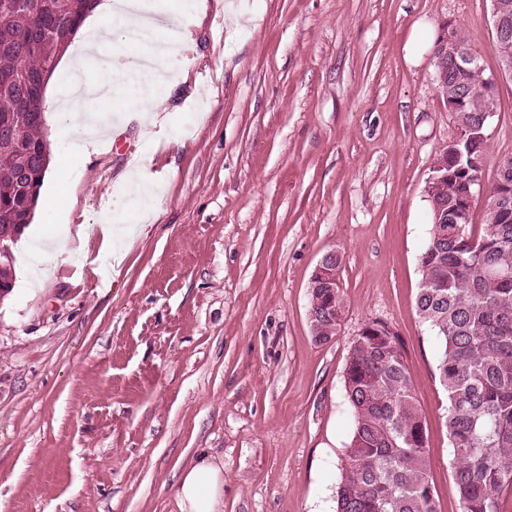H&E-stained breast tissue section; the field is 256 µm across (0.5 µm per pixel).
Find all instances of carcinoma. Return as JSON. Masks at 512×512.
Returning a JSON list of instances; mask_svg holds the SVG:
<instances>
[{
    "instance_id": "cac0c4a2",
    "label": "carcinoma",
    "mask_w": 512,
    "mask_h": 512,
    "mask_svg": "<svg viewBox=\"0 0 512 512\" xmlns=\"http://www.w3.org/2000/svg\"><path fill=\"white\" fill-rule=\"evenodd\" d=\"M37 15L0 13V75L36 74L55 57L68 31L80 26L86 0H38ZM47 32L40 53L26 52L18 35ZM435 53L443 92L467 80ZM21 104L23 147L0 139V242L29 226L20 192L25 174H38L43 140L42 101L0 81V104ZM496 97H477L455 113L459 141L437 155L427 198L430 220L419 255L417 313L439 343L435 379L448 396L446 428L451 478L460 512H502L512 495V204L503 208L498 183L512 184V157L497 171L481 232L460 198L479 180L469 137L486 135L484 111ZM323 341L336 335L343 300L339 285L310 293ZM352 429L334 494V512H440L429 476L427 426L398 333L381 319L351 344L344 376Z\"/></svg>"
}]
</instances>
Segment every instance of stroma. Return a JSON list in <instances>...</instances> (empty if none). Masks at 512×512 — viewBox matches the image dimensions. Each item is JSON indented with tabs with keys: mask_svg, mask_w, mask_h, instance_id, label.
<instances>
[{
	"mask_svg": "<svg viewBox=\"0 0 512 512\" xmlns=\"http://www.w3.org/2000/svg\"><path fill=\"white\" fill-rule=\"evenodd\" d=\"M224 3L196 12L155 126L125 118L85 154L62 118L45 123L68 179H45L52 210L11 246L0 512H179L175 475L205 455L224 461V512H332L347 357L374 319L406 350L441 512H460L418 258L455 132L435 66L449 26L499 77L482 189L512 156L491 2L238 0L237 28ZM79 224L85 262L54 248ZM331 250L344 316L318 343L309 283Z\"/></svg>",
	"mask_w": 512,
	"mask_h": 512,
	"instance_id": "1",
	"label": "stroma"
}]
</instances>
